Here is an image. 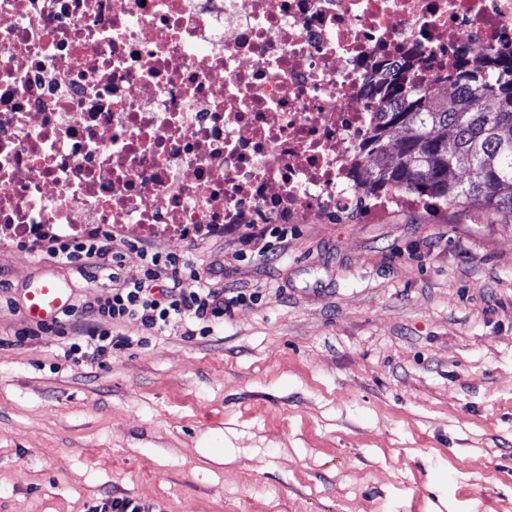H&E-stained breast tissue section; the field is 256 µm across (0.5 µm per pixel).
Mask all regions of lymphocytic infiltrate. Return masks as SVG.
<instances>
[{"instance_id":"f902f5d3","label":"lymphocytic infiltrate","mask_w":512,"mask_h":512,"mask_svg":"<svg viewBox=\"0 0 512 512\" xmlns=\"http://www.w3.org/2000/svg\"><path fill=\"white\" fill-rule=\"evenodd\" d=\"M31 248L56 263L76 265L81 276L106 288L104 295L67 306L52 323H39L22 333L23 338L34 339L56 332L65 340L64 359L77 365L104 363L113 349L129 346V338L115 332L117 324L135 320L156 334L179 325L186 338L208 336L247 300L244 293L233 295L224 288L214 265L200 267L189 256L151 244L123 241L114 246L95 232L81 236L46 232ZM132 255L142 267L136 281L122 275Z\"/></svg>"}]
</instances>
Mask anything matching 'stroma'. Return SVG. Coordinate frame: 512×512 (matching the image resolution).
Here are the masks:
<instances>
[{
	"mask_svg": "<svg viewBox=\"0 0 512 512\" xmlns=\"http://www.w3.org/2000/svg\"><path fill=\"white\" fill-rule=\"evenodd\" d=\"M227 224L162 249L258 293L212 335L63 359L25 294L95 284L0 239V512H512V214L336 212L257 252ZM87 512H150V506L129 497L103 499L99 504L88 507Z\"/></svg>",
	"mask_w": 512,
	"mask_h": 512,
	"instance_id": "1",
	"label": "stroma"
}]
</instances>
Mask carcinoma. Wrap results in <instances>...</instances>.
Returning a JSON list of instances; mask_svg holds the SVG:
<instances>
[{
	"mask_svg": "<svg viewBox=\"0 0 512 512\" xmlns=\"http://www.w3.org/2000/svg\"><path fill=\"white\" fill-rule=\"evenodd\" d=\"M492 65L457 64L451 106L435 86L389 87L365 145L371 164L354 174L360 194L409 192L512 213V58L496 55Z\"/></svg>",
	"mask_w": 512,
	"mask_h": 512,
	"instance_id": "carcinoma-1",
	"label": "carcinoma"
}]
</instances>
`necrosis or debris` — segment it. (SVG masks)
<instances>
[{
	"label": "necrosis or debris",
	"instance_id": "1",
	"mask_svg": "<svg viewBox=\"0 0 512 512\" xmlns=\"http://www.w3.org/2000/svg\"><path fill=\"white\" fill-rule=\"evenodd\" d=\"M512 55V0H0V238L368 219L376 91Z\"/></svg>",
	"mask_w": 512,
	"mask_h": 512
}]
</instances>
